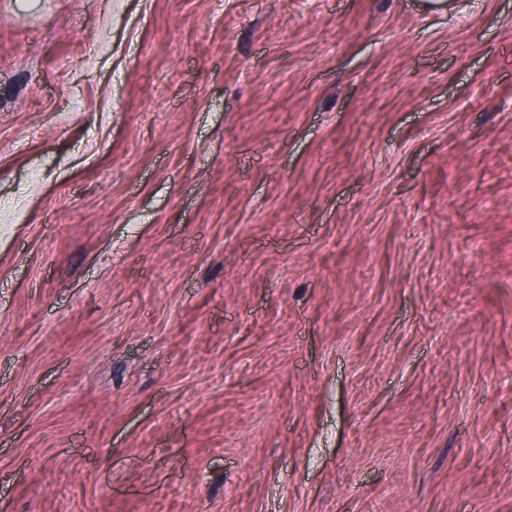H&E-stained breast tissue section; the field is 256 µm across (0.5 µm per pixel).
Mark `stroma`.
Instances as JSON below:
<instances>
[{"label":"stroma","mask_w":512,"mask_h":512,"mask_svg":"<svg viewBox=\"0 0 512 512\" xmlns=\"http://www.w3.org/2000/svg\"><path fill=\"white\" fill-rule=\"evenodd\" d=\"M0 512H512V0H0Z\"/></svg>","instance_id":"1"}]
</instances>
